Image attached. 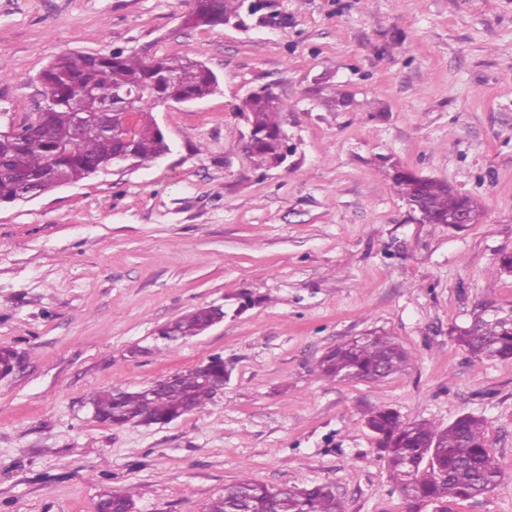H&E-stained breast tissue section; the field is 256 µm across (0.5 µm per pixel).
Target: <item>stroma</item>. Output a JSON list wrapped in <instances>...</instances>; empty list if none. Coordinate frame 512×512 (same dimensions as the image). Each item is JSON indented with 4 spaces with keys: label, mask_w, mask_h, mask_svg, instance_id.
<instances>
[{
    "label": "stroma",
    "mask_w": 512,
    "mask_h": 512,
    "mask_svg": "<svg viewBox=\"0 0 512 512\" xmlns=\"http://www.w3.org/2000/svg\"><path fill=\"white\" fill-rule=\"evenodd\" d=\"M229 24L184 27L181 0H0V113L44 101L65 52L184 54L219 80L152 115L171 151L27 201L0 203V512H207L227 486L332 485L347 512H407L365 407L447 427L484 420L502 470L453 512H512V360L455 336L481 303L512 306V0H254ZM286 104L287 164L255 168L242 101ZM482 208L462 230L414 221L392 165ZM224 312L176 343L160 330ZM372 332L409 354L379 382L318 364ZM219 356L205 409L115 426L90 397ZM135 502L131 496L120 491L106 492L97 503L98 512H133ZM136 508V507H135Z\"/></svg>",
    "instance_id": "35a3bbf8"
}]
</instances>
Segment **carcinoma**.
Returning <instances> with one entry per match:
<instances>
[{
	"mask_svg": "<svg viewBox=\"0 0 512 512\" xmlns=\"http://www.w3.org/2000/svg\"><path fill=\"white\" fill-rule=\"evenodd\" d=\"M183 24L189 28H211L236 15L242 0H188ZM49 106L39 110L38 126L9 138H0V203L14 201L23 185L36 194L48 192L70 181L83 180L116 165L127 151L138 164L156 160L169 152V144L152 116L153 108L165 101H193L211 95L217 78L203 63L187 56L142 58L112 53H62L40 74ZM127 89L140 94L133 128L125 125L124 113L112 111V129L104 130L96 119L107 111V92ZM243 108L250 114L253 139L247 153L259 169H271L286 161L283 153L284 128L280 114L286 106L273 92L263 90L247 97ZM91 118L89 129L73 138L76 113ZM397 193L408 203L420 204L426 218L437 222L448 211L472 203L467 196L451 190L447 183L418 176L407 170L392 176ZM484 304L472 312L473 329L455 336L456 341L478 358L512 359V307L500 318L483 314ZM214 308L199 307L181 316L164 329L167 338L184 339L207 330ZM408 354L387 335L365 336L328 350L319 362L323 375L345 380L359 374L380 381L399 373ZM218 369L201 375L196 369L176 375V379L147 394L144 390L112 388L92 396L98 419L113 425L130 422L171 421L201 410L216 393ZM366 425L392 447L381 451L412 512L416 502L450 505L458 500L479 497L499 483L501 471L490 448L484 422L463 415L440 430L430 422L406 424L389 409L364 412ZM243 499L245 512H295L304 500L307 512H345L343 502L329 485L284 486L277 489L245 478L224 488V496L214 500L207 512H233ZM135 502L120 491L105 493L97 512H132Z\"/></svg>",
	"mask_w": 512,
	"mask_h": 512,
	"instance_id": "1",
	"label": "carcinoma"
}]
</instances>
